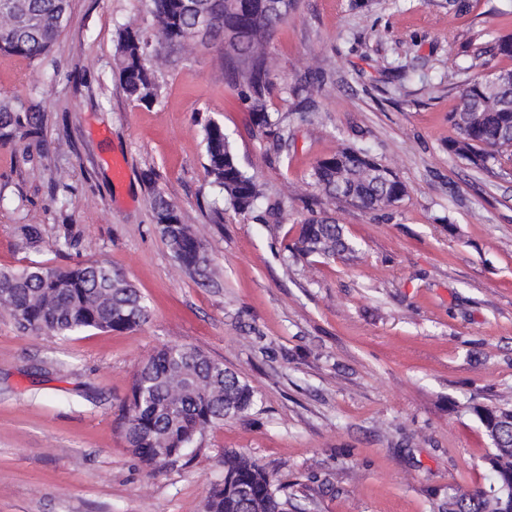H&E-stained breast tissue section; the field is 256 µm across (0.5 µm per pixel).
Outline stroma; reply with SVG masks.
<instances>
[{"mask_svg":"<svg viewBox=\"0 0 512 512\" xmlns=\"http://www.w3.org/2000/svg\"><path fill=\"white\" fill-rule=\"evenodd\" d=\"M131 20L153 27L141 0H71L46 58L0 54V99L45 116L42 138L0 139V269L103 262L150 311L132 330L61 339L19 331L0 308V512H203L231 450L296 512H439L455 489L488 485L473 410L512 404V169L450 153L448 114L472 76L466 46L512 34V0H297L269 46L268 105L290 135L278 161L252 133L221 43L171 54L155 105L128 100L116 31ZM316 69V110L295 112L292 89ZM209 119L283 200L278 222L228 210L212 223ZM346 146L390 167L403 199L367 212L316 189V161ZM158 192L203 243L208 285L169 252ZM314 211L343 225L355 259L284 264ZM22 224L40 226L39 243ZM67 229L77 248L60 247ZM166 344L224 363L257 404L153 473L126 444L122 406Z\"/></svg>","mask_w":512,"mask_h":512,"instance_id":"35a3bbf8","label":"stroma"}]
</instances>
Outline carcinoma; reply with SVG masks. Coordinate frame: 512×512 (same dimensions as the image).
<instances>
[{
    "label": "carcinoma",
    "instance_id": "obj_1",
    "mask_svg": "<svg viewBox=\"0 0 512 512\" xmlns=\"http://www.w3.org/2000/svg\"><path fill=\"white\" fill-rule=\"evenodd\" d=\"M36 17L33 26L13 21V7ZM297 0H146L154 31L127 24L117 31L120 84L130 100L150 106L162 95L159 62L162 49L192 42L196 11L207 9L214 23L209 39L224 43V63L239 99L247 105L252 124L265 139V152L280 157L288 144L284 117L268 108L271 61L268 47L277 29L295 10ZM70 0H0V53L29 61L46 56L69 19ZM465 53L481 65L497 56L512 58V36L492 44L471 42ZM320 76L304 78L293 88L295 111L310 108V85ZM44 117L34 108H16L0 101V137L19 133L37 137ZM456 137L448 151L475 167L502 171L512 163V69L489 71L462 89L450 113ZM205 169L218 189L214 201L216 221L224 212L257 213L265 223L277 218L283 202L267 197L256 175L240 165L234 143L224 127L209 120L203 125ZM314 186L326 196L351 198L366 211H382L403 199L406 186L383 172V164L367 151L347 147L318 160L312 168ZM155 224L180 267L191 277L211 279V260L197 236L182 222L178 209L163 194L152 198ZM298 259L356 253L341 225L329 217L301 221L298 237L286 247ZM0 306L10 310L18 330L50 333L66 338L75 333L129 330L146 322L148 305L141 292L105 263L48 267L34 263L20 270H0ZM256 401L255 391L235 371L205 352L185 345H167L134 375L131 395L123 406L125 439L130 448H148L139 459L153 472L183 455L206 429L247 415ZM491 442L495 466L491 483L512 481V408H473ZM247 485L258 496L260 512H288L264 468L249 456L224 452V478L206 496L205 512H246L237 487ZM485 489H458L448 495L446 512H487Z\"/></svg>",
    "mask_w": 512,
    "mask_h": 512
}]
</instances>
